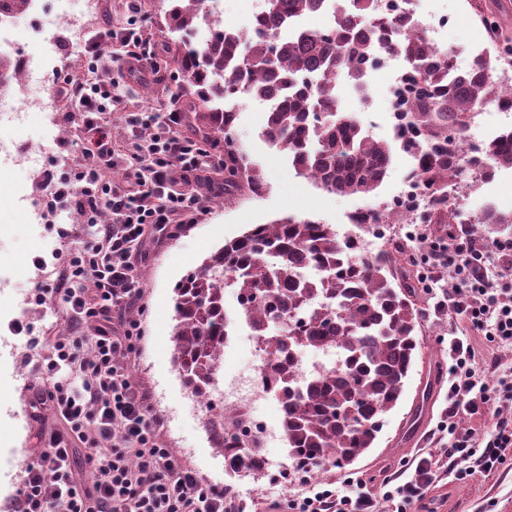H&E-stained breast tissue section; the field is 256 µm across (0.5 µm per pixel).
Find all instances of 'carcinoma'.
Segmentation results:
<instances>
[{
	"mask_svg": "<svg viewBox=\"0 0 512 512\" xmlns=\"http://www.w3.org/2000/svg\"><path fill=\"white\" fill-rule=\"evenodd\" d=\"M163 31L174 36V63L205 107L197 120L224 140V193L268 189L263 171L238 149L230 134L238 104H269L262 134L285 155L296 176L341 196L372 194L388 175L394 145L416 155L413 178L430 196L461 188L472 170L512 168V130L477 148L466 161L449 147L469 116L491 104H512V45L476 54L466 70L455 52L439 47L409 15L380 13L375 0H344L327 27H294L276 37L281 23L319 11L322 0H264L262 33L224 26L205 0H169ZM33 0H0V19L21 16ZM397 50L411 66L405 113L409 135L375 140L351 112L340 108L336 78L348 76L365 90L368 68ZM0 93L20 85L17 60L0 54ZM422 224H454L448 208L430 210ZM476 234L512 236V211L485 208ZM353 242L336 227L310 217L287 216L256 224L225 242L175 288L176 362L185 384L200 387L224 349L231 320L224 286L236 290L271 356L269 375L284 392L288 455L297 469H344L374 447L383 416L401 400L421 353V310L416 282L395 269L389 251L352 258ZM335 349L342 367L304 388H292L296 355ZM442 364L430 360L427 382L412 423L425 411Z\"/></svg>",
	"mask_w": 512,
	"mask_h": 512,
	"instance_id": "cac0c4a2",
	"label": "carcinoma"
}]
</instances>
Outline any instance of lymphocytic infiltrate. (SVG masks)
<instances>
[{
  "label": "lymphocytic infiltrate",
  "instance_id": "f902f5d3",
  "mask_svg": "<svg viewBox=\"0 0 512 512\" xmlns=\"http://www.w3.org/2000/svg\"><path fill=\"white\" fill-rule=\"evenodd\" d=\"M112 40L119 47L109 54L104 47ZM87 52L93 72L108 57L128 69L156 63L146 27L134 15L125 27L91 41ZM58 81L79 106L80 134L68 148L81 159L70 175L45 173L46 205L80 212L87 241L69 251L53 283L35 295L61 309L66 327L61 336L47 329L30 337L44 356L29 388L32 408L51 405L66 430L43 435L10 512H233L222 488L204 482L161 446L160 421L119 361L134 353L142 335L139 322L125 315L141 294L134 258L142 240L195 223L200 202L182 185L188 173L223 168L224 156L183 137L180 112H168L162 122L152 112L123 111L113 84L69 72ZM112 112L130 131L120 144L113 142L105 120ZM416 236L429 245L430 267L466 290L441 300V307L467 319L489 343L512 347V238L488 245L466 241L452 250L429 242L425 229ZM449 356L448 409L438 425L448 435L445 461L420 458L404 482L383 480L372 493L365 480L348 475L309 495L290 496L283 512H374L380 498L394 502L396 512H409L423 503L440 468L460 481L494 474L512 455V370L497 360L476 370L475 350L460 337L452 340ZM486 410L496 416L490 429H459L460 415ZM78 441L90 448L87 486L73 465Z\"/></svg>",
  "mask_w": 512,
  "mask_h": 512
}]
</instances>
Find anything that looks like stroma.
<instances>
[{
  "label": "stroma",
  "instance_id": "35a3bbf8",
  "mask_svg": "<svg viewBox=\"0 0 512 512\" xmlns=\"http://www.w3.org/2000/svg\"><path fill=\"white\" fill-rule=\"evenodd\" d=\"M165 0H93V7L84 28L62 30L58 67L80 73L86 69L85 56H73L69 44L96 31L120 27L131 13L144 16L151 33L157 73L150 81L134 83L127 80L120 68L103 70L105 81L118 82L127 109L156 111L174 106L182 114L180 132L195 137V110L198 98L190 85L175 86L170 80L173 71L171 55L157 24L166 9ZM417 11L424 18L447 17L448 25L440 30L436 42L456 49V63L467 68L473 56L490 47L498 39H512V0H418ZM494 16L497 27L489 29L483 16ZM389 75L376 72L369 81L367 96L349 91L340 100L343 111L358 116L372 137L379 141L392 138L386 112V84ZM45 99L62 112L61 137L54 141L41 138L42 114L35 113L27 126L19 129L0 128V136L20 143L44 145L49 157L64 155V142L78 132V114L68 96L55 80H47ZM266 109L257 101H245L240 108L236 137L258 162L270 185L261 196H228L224 193V175L217 172L202 179L188 177L189 191L198 194L201 216L198 223L186 225L171 238L148 237L135 258L143 289L140 307L132 308V318L141 321L145 337L136 345V353L127 363L134 385L141 390L154 413L163 420L159 439L165 447L191 466L203 479L218 485L232 486L234 506L239 512H268L269 504L298 491L318 487L336 480L332 469H317L281 485L270 474L239 478L224 468V457L212 446L208 432L194 418L193 402L175 363V292L178 282L225 241L243 234L251 225L295 215L310 217L335 225L345 232L352 212L385 207L397 192L409 168L403 152H396L388 175L371 195L335 196L295 178L287 159L270 149L261 137ZM13 176L0 173V276L13 285L11 293L0 296V336L13 344L14 354L0 363V512H7L22 486L24 465L41 448L42 432L61 429L62 424L51 408H44L40 420L29 412L32 396L27 385L37 364L38 354L28 343L29 332L45 328L63 329L64 320L57 308L39 304L32 298L40 280L34 279L35 265L51 261L53 255H65L79 247V239H62L58 230L35 231L26 213L9 195ZM222 205H215V198ZM488 206L508 212L512 210V169L498 170L495 177L481 186L471 188L466 196V209L477 215ZM437 296L422 291L423 326L419 333L422 359L415 362L407 379L404 395L398 405L384 417V425L374 448L349 466V473L364 479L395 478L415 458L437 455L443 450L434 437L442 414L448 406V385L440 383L433 392L429 407L417 430L409 425L426 383L425 361L449 359V343L453 337H468L478 357L501 360L512 367V351L500 350L463 319L438 309ZM432 512H512V458L492 476L458 481L443 476L427 493Z\"/></svg>",
  "mask_w": 512,
  "mask_h": 512
}]
</instances>
